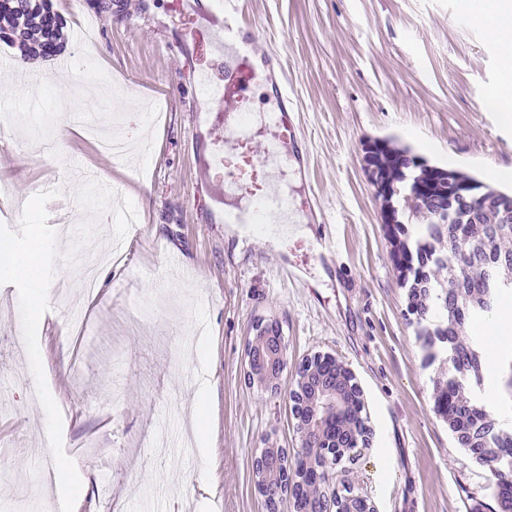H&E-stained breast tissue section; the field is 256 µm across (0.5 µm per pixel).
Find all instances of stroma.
<instances>
[{"instance_id":"1","label":"stroma","mask_w":512,"mask_h":512,"mask_svg":"<svg viewBox=\"0 0 512 512\" xmlns=\"http://www.w3.org/2000/svg\"><path fill=\"white\" fill-rule=\"evenodd\" d=\"M213 0H123L98 15L94 0H53L63 15L70 63L21 60L0 40V211L17 228L25 203L54 191L48 223L78 226L81 171L116 187L141 214L113 247L112 214L98 220L95 292L80 268L58 265L38 328L48 389L63 417L62 442L81 479L75 512H266L253 462L274 445L296 455L288 390L311 354L335 356L354 373L368 415L364 444L330 471L327 496L351 489L377 512H491L490 476L458 448L433 411L406 293L393 266L382 200L364 146H407L427 164L512 190V125L487 108L504 81L497 46L462 0H253L250 24L275 49L298 113L309 174L295 159L282 172L306 231L255 238L224 221L229 206L209 162L223 113L196 82L215 71L207 12ZM41 85H16L14 69ZM77 112L127 142L136 162L101 151L59 112ZM134 108H127L126 99ZM255 139L271 137L273 88L245 95ZM326 229L333 255L309 251ZM178 256L165 280L157 266ZM299 269V280L283 273ZM274 321L287 345L278 393L245 380L246 346ZM0 512L27 492L53 512L60 499L45 411L37 397L16 288L0 285Z\"/></svg>"}]
</instances>
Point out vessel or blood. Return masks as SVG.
<instances>
[{
    "label": "vessel or blood",
    "instance_id": "obj_1",
    "mask_svg": "<svg viewBox=\"0 0 512 512\" xmlns=\"http://www.w3.org/2000/svg\"><path fill=\"white\" fill-rule=\"evenodd\" d=\"M249 0H217L215 11L208 16L212 31L217 37L213 46L224 65L223 81H215L209 72L198 75L199 84L207 87L208 95L216 107L224 111L225 141H244L250 136L248 115L241 108L243 92L257 81L258 73L249 63L256 51L257 36L249 32L245 14ZM280 111L274 119L280 130L295 134L296 115L290 105L287 92L278 90ZM255 158L267 175L261 191L252 193L248 204L225 211L224 221L242 225L251 235H264L275 231L294 236L301 226L295 221V206L292 195L280 180L278 167L281 162V147L278 141H264Z\"/></svg>",
    "mask_w": 512,
    "mask_h": 512
}]
</instances>
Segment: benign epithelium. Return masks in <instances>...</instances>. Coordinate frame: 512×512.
<instances>
[{"label":"benign epithelium","instance_id":"benign-epithelium-1","mask_svg":"<svg viewBox=\"0 0 512 512\" xmlns=\"http://www.w3.org/2000/svg\"><path fill=\"white\" fill-rule=\"evenodd\" d=\"M444 202L450 208L439 210L448 215L461 202L470 206L468 218L478 222L480 210L473 206L475 194L467 193L462 186L448 181L442 190ZM246 376L249 385L261 390L277 392L278 379L288 364L284 343L267 327H255L248 340ZM319 354L305 358L298 367L294 384L289 390V400L300 409L296 416L301 445L310 448V461L297 469L288 459V453L274 446L263 449L256 459L257 477L254 478L258 493L264 498L267 512H280L281 505L296 502L295 491L311 479L313 491L321 495L322 486L329 481V471L334 465L332 448L348 432V415L355 399L352 371L345 364L336 363V370L327 373ZM336 512H375V508L363 495H355L334 502Z\"/></svg>","mask_w":512,"mask_h":512}]
</instances>
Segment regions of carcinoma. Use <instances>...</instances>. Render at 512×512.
Wrapping results in <instances>:
<instances>
[{"instance_id":"carcinoma-1","label":"carcinoma","mask_w":512,"mask_h":512,"mask_svg":"<svg viewBox=\"0 0 512 512\" xmlns=\"http://www.w3.org/2000/svg\"><path fill=\"white\" fill-rule=\"evenodd\" d=\"M64 20L52 9L51 0H9L0 3V38L16 46L24 58L57 55L67 36ZM407 148L386 145L381 172L390 183L410 181L408 193L395 201L383 198L384 206L397 203L417 223L414 234L405 224L386 225L393 247V262L402 285L407 287V313L413 316L417 336L428 365L437 360L448 364V373L434 379L433 410L447 425L455 443L490 471L487 489L499 500L512 489V431L499 426L479 395L466 397L465 386L478 389L484 382L483 353L479 342L467 334L474 323L497 311L512 285V249L501 243L512 240V224H499L500 206L512 195L483 185L458 171L426 163L412 176L397 166ZM447 179L477 192L482 223L461 222L448 217L438 224L432 209L416 202L421 187L438 189ZM355 409L350 414V434L368 433L360 387H355Z\"/></svg>"}]
</instances>
